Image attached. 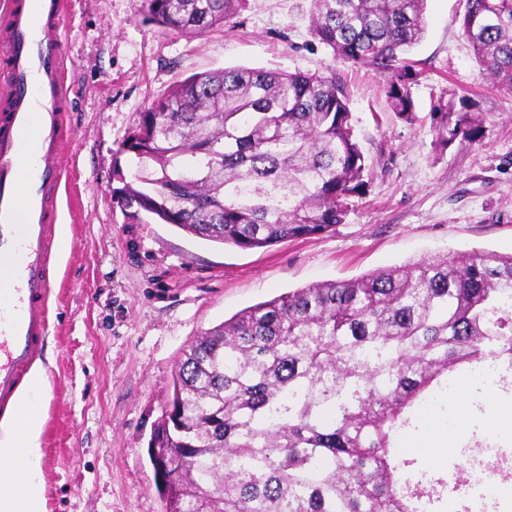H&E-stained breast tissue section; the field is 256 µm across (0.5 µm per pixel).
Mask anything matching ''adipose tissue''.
Here are the masks:
<instances>
[{
	"label": "adipose tissue",
	"instance_id": "obj_1",
	"mask_svg": "<svg viewBox=\"0 0 512 512\" xmlns=\"http://www.w3.org/2000/svg\"><path fill=\"white\" fill-rule=\"evenodd\" d=\"M47 386L43 365L33 366L13 414L0 424V512H46L39 437Z\"/></svg>",
	"mask_w": 512,
	"mask_h": 512
}]
</instances>
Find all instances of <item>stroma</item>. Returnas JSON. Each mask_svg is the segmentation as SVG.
Instances as JSON below:
<instances>
[{"mask_svg": "<svg viewBox=\"0 0 512 512\" xmlns=\"http://www.w3.org/2000/svg\"><path fill=\"white\" fill-rule=\"evenodd\" d=\"M64 36L73 131L63 156L40 444L47 512H166L147 448L172 375L202 332L240 310L310 284L348 280L434 255L512 253V92L493 86L462 34L463 0H427L410 58L416 119L395 117L384 79L332 57L310 31L311 0H246L224 25L190 37L144 21L140 0H67ZM243 66L347 77L358 141L373 168L343 224L309 239L243 251L149 217L115 197L131 181L122 142L158 95L187 77ZM444 97L474 112L485 136L438 147L430 111ZM512 390L471 392L447 447L415 453L439 478L475 445L496 451L493 417Z\"/></svg>", "mask_w": 512, "mask_h": 512, "instance_id": "35a3bbf8", "label": "stroma"}]
</instances>
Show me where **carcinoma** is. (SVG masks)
I'll list each match as a JSON object with an SVG mask.
<instances>
[{
	"instance_id": "obj_1",
	"label": "carcinoma",
	"mask_w": 512,
	"mask_h": 512,
	"mask_svg": "<svg viewBox=\"0 0 512 512\" xmlns=\"http://www.w3.org/2000/svg\"><path fill=\"white\" fill-rule=\"evenodd\" d=\"M427 0H312L311 34L385 78L412 119L409 52ZM243 0H141L146 22L201 35ZM481 73L512 91V0H464ZM446 148L484 126L434 112ZM135 161L121 205L242 250L320 236L369 186L341 76L229 67L160 95L122 143ZM491 361L512 387V254L473 250L300 288L197 337L150 441L170 512H426L445 487L396 454L448 374Z\"/></svg>"
}]
</instances>
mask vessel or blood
Listing matches in <instances>:
<instances>
[{"instance_id": "1", "label": "vessel or blood", "mask_w": 512, "mask_h": 512, "mask_svg": "<svg viewBox=\"0 0 512 512\" xmlns=\"http://www.w3.org/2000/svg\"><path fill=\"white\" fill-rule=\"evenodd\" d=\"M66 0H0V407L49 329L50 263L66 180Z\"/></svg>"}]
</instances>
